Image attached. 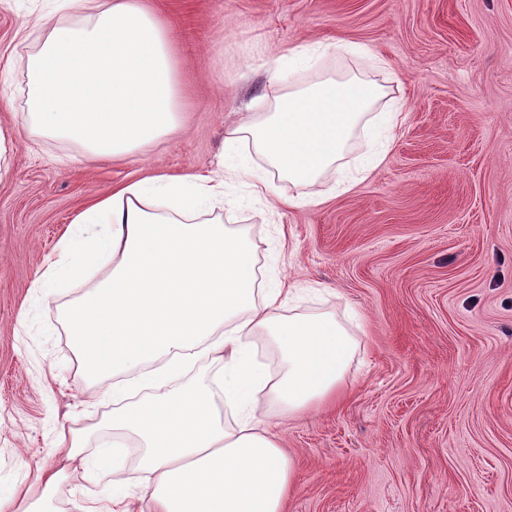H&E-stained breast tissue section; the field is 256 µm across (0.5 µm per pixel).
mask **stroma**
I'll return each mask as SVG.
<instances>
[{
    "instance_id": "1",
    "label": "stroma",
    "mask_w": 512,
    "mask_h": 512,
    "mask_svg": "<svg viewBox=\"0 0 512 512\" xmlns=\"http://www.w3.org/2000/svg\"><path fill=\"white\" fill-rule=\"evenodd\" d=\"M165 22L178 128L120 157L22 128L27 59L54 0L0 5V499L54 456L61 429L112 445V398L90 382L60 321L78 295L33 282L76 215L109 187L149 175L212 176L246 161L224 143L273 91L364 73L405 98L382 164L350 191L268 218L239 181L228 224H245L265 281L287 279L299 312L358 313L345 397L279 423L296 471L287 512H512V0H146ZM30 22L29 37L17 32ZM360 44L388 70L337 52ZM278 84H271V76Z\"/></svg>"
}]
</instances>
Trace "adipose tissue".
Returning a JSON list of instances; mask_svg holds the SVG:
<instances>
[{
    "mask_svg": "<svg viewBox=\"0 0 512 512\" xmlns=\"http://www.w3.org/2000/svg\"><path fill=\"white\" fill-rule=\"evenodd\" d=\"M86 16L74 26L46 16L45 38L28 63L25 128L83 143L96 157L120 156L174 132L177 75L166 24L144 0H59ZM387 91L358 75L327 78L273 96L272 111L248 113L224 141L249 142L305 198L279 196L247 165L224 175L145 178L99 196L74 220L58 259L35 280L44 298L63 277L108 266L105 277L63 315L84 371L111 382L112 429L141 448L137 475L120 455L83 454L80 431L61 430L63 467L41 464L16 488L12 512H53L66 471L108 494L84 512H131L136 496L153 512H285L295 486L292 458L273 420L336 404L357 343L335 314L284 315L285 281L262 287L256 247L241 226L204 218L224 204L231 180H245L269 215L324 200L318 186L343 159L369 112L395 129L401 108L377 112ZM104 233L86 236L87 226ZM273 344L270 374L253 349ZM224 364V400L206 382L173 390L170 380L201 355Z\"/></svg>",
    "mask_w": 512,
    "mask_h": 512,
    "instance_id": "adipose-tissue-1",
    "label": "adipose tissue"
}]
</instances>
